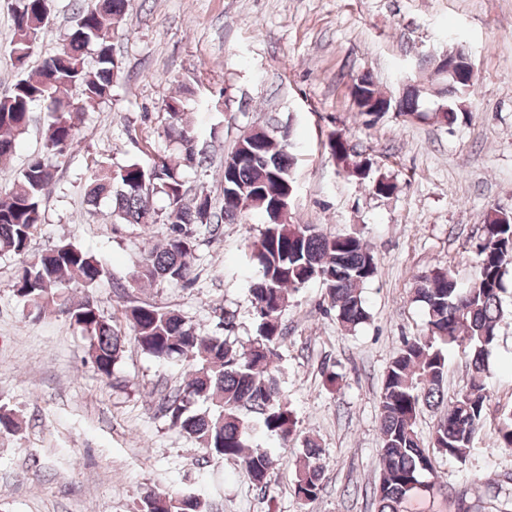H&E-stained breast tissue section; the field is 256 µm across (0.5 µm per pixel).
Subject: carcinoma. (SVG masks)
I'll use <instances>...</instances> for the list:
<instances>
[{
    "instance_id": "obj_1",
    "label": "carcinoma",
    "mask_w": 512,
    "mask_h": 512,
    "mask_svg": "<svg viewBox=\"0 0 512 512\" xmlns=\"http://www.w3.org/2000/svg\"><path fill=\"white\" fill-rule=\"evenodd\" d=\"M73 24L62 47L36 66H29L38 41L49 23L48 0H8L13 20L9 53L20 70L11 92L0 97V160L17 149L33 121L34 109L44 106L51 120L44 133V151L33 156L9 193L0 196V253L25 260L11 284L13 294L30 311L42 316L55 311L68 315L85 340L86 361L109 378L121 362L127 340L150 358L190 367L182 386L160 397L157 411L170 425L193 438L211 457L237 460L250 482L266 489L277 465L274 449L286 448L296 437V419L288 406L278 371L270 368L284 338L281 315L291 296L308 283L326 285L329 309L345 327L368 319L364 285L376 277L373 253L361 238L346 234L328 237L311 224H294L280 201L294 184L293 143L275 141L264 128L244 135L224 155L220 165L224 204L215 211L206 193L188 196L182 168H209V141L216 125L204 130L187 112L186 99H163V135L168 153L148 164L129 162L117 169L101 163L90 172L86 202L112 198L115 224L167 225L163 242L141 253L130 287L148 284L188 285L194 280L196 235L204 228L219 230L221 222L243 224L246 211L239 198L253 197V208L267 222L249 240L247 259L255 268L249 286L256 335L248 344L231 338L234 316L224 313L222 334H200L176 310L149 303L125 306L128 329L107 318L91 294L80 300L69 295L73 280L89 289L106 275L105 268L81 246L63 240L27 258L34 232L43 221V203L53 183L49 156L79 144L85 107L108 98L120 76L111 32L123 19L128 0H76ZM93 64H88L87 55ZM447 118L454 124L465 113L464 100L473 84L448 73ZM80 90L77 108L64 97ZM354 96L360 114L374 109L395 110L400 117L419 110V91L399 101L387 100L374 81L356 79ZM328 146L347 162L348 141L335 132ZM164 202L157 207L156 199ZM474 275L461 283L453 267L441 266L414 278V297L425 312V327L403 338L387 367L379 394L381 454L378 483L373 489L377 512H402V505L418 491L432 492L438 458L463 462L475 436L485 427L490 400L485 383L489 356L505 318L504 279L512 268V216L500 210L487 214L483 237L473 251ZM463 355L469 383L444 401L448 360ZM445 403L430 440L421 441L418 418L425 408ZM493 432L500 447L512 448V407L501 411ZM324 461L319 444L307 439L294 461L293 491L305 501L316 500L323 489ZM136 512H208L206 502L191 491H151Z\"/></svg>"
}]
</instances>
